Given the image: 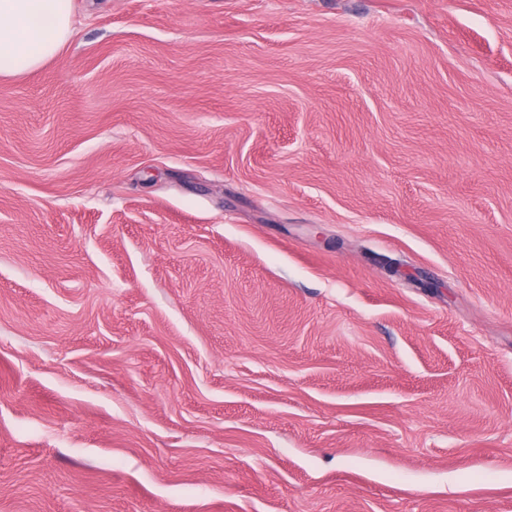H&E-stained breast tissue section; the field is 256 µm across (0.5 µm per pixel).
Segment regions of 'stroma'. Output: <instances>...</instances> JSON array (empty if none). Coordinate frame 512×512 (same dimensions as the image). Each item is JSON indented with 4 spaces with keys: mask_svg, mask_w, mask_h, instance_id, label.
Returning <instances> with one entry per match:
<instances>
[{
    "mask_svg": "<svg viewBox=\"0 0 512 512\" xmlns=\"http://www.w3.org/2000/svg\"><path fill=\"white\" fill-rule=\"evenodd\" d=\"M0 77V512H512V0H73Z\"/></svg>",
    "mask_w": 512,
    "mask_h": 512,
    "instance_id": "35a3bbf8",
    "label": "stroma"
}]
</instances>
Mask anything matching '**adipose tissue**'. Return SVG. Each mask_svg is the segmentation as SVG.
Wrapping results in <instances>:
<instances>
[{"instance_id": "adipose-tissue-1", "label": "adipose tissue", "mask_w": 512, "mask_h": 512, "mask_svg": "<svg viewBox=\"0 0 512 512\" xmlns=\"http://www.w3.org/2000/svg\"><path fill=\"white\" fill-rule=\"evenodd\" d=\"M72 33V0H0V76L33 70Z\"/></svg>"}]
</instances>
